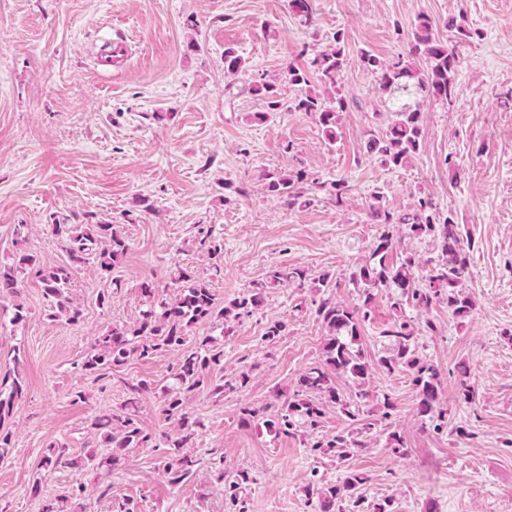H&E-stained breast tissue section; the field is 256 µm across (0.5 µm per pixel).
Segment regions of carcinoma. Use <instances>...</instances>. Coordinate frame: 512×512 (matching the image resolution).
I'll return each instance as SVG.
<instances>
[{"instance_id":"obj_1","label":"carcinoma","mask_w":512,"mask_h":512,"mask_svg":"<svg viewBox=\"0 0 512 512\" xmlns=\"http://www.w3.org/2000/svg\"><path fill=\"white\" fill-rule=\"evenodd\" d=\"M288 6L305 26L314 25L312 0H288ZM433 27L431 18L418 17L411 53L425 60L424 70L403 59L386 62L368 51L361 54L365 68L378 74L379 90L392 99L385 112L387 123L384 133L373 135L366 142L367 153L388 166L402 165L419 154L423 125L420 103L428 99L446 101L452 95L459 57L451 45L433 36ZM311 66L324 84L334 87L342 80L347 54L341 32L333 35L329 47L314 57ZM243 70L242 58L230 48L224 50V74L234 78ZM285 79L293 86L306 85L309 72L289 64L285 69ZM253 92L264 100L266 107L264 111L253 113L254 120L263 122L270 114L284 110L305 112L316 119L329 141H336L339 115L345 108L343 97L325 98L320 94L307 93L286 106L274 83L259 82L254 85ZM305 178L302 171L288 175L272 173L266 178L265 189L270 195L293 205L300 198L298 185ZM369 210L381 231L369 260L358 266L351 276L353 285L359 289L362 303L350 306L325 298L318 304L316 316L327 331L323 347L324 366L315 367L299 378V393H305L307 397L288 402L287 410L267 421L277 433L290 434L300 427H315L326 403L336 405L350 420L358 421L359 413L351 409L344 393L333 382L338 375L348 376L361 385L372 371L391 373L404 369L410 372L417 388L418 414L422 417L430 415L439 405L440 372L435 365L416 354L415 330L409 321L397 318L380 332L391 349L375 361L367 359L363 349L359 348L360 327L369 319L372 300L383 290L399 294L405 304L425 314L440 300L448 302V311L455 316L463 317L470 313L473 302L460 290V283L469 273L472 241L463 234L461 225L455 222L451 212L437 209L429 199H419L416 209L403 217L392 214L378 201L372 203ZM401 226L432 236L440 248V258L423 267L411 253L390 259L396 249V233ZM51 231L61 240L68 261L64 265L42 267L36 274L44 295L50 301V317L65 324L76 323L82 317V307L71 294L74 270L93 263L105 281L116 286L118 279L112 273L127 253L128 243L114 224H53ZM34 263L32 256L22 254L12 265L0 266V289L18 288L22 275ZM304 280L306 272L300 268L277 267L269 272L267 283L221 308L217 306L209 283L193 268L180 267L174 277L175 285L180 288L175 296H158L153 283L143 282L139 286L143 309L136 323L114 326L98 338L96 346L83 362V367L93 372L121 365L134 356L147 359L162 349L181 352L175 384L161 390L157 406L158 414L177 428L169 443L174 452L166 464L171 484L186 483L194 475L196 465L192 457L181 452V449L191 447L199 425L186 408L185 394L203 384L204 371L224 369V350L210 336L189 350L183 349L188 328L202 321L214 320L224 327V333L228 335L241 317L250 315L262 303V290L266 285L300 284ZM249 379V371L243 370L232 384L219 379L211 386L210 393L222 398L225 389L236 385L243 387ZM23 395V377L16 370L9 386L0 387V459L12 445V432L3 428V420L11 415ZM89 429L102 438V447L112 450V454L105 458L88 457L89 462L101 468L111 467L117 452L143 448L151 439V434L143 430L126 408L119 413L94 417ZM367 447L368 441L359 434L337 435L329 441L313 444V450L321 454L332 453L338 458ZM68 451L69 448L62 443L49 446L41 467L52 470L70 463ZM362 481L360 475L350 473L341 484L329 489L309 486L308 495L317 499L321 512H342V500L353 496Z\"/></svg>"}]
</instances>
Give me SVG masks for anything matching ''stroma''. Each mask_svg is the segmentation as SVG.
I'll return each instance as SVG.
<instances>
[{
	"mask_svg": "<svg viewBox=\"0 0 512 512\" xmlns=\"http://www.w3.org/2000/svg\"><path fill=\"white\" fill-rule=\"evenodd\" d=\"M313 3L311 30L287 0H0V263L27 253L41 266L64 264L54 224H117L129 244L115 270L122 287L108 305L96 300L103 283L94 268L76 273L83 310L76 324L50 319L34 271L17 297L0 293V383L11 382L18 363L26 375L25 395L5 422L13 446L0 460V512H41L46 499H67L78 488L82 512H119L125 504L135 512H320L309 485H338L350 471L364 477L357 493L367 510L389 497L394 512H512V0ZM421 15L434 21L437 38L452 42L459 67L451 101L421 105V153L390 167L365 151L386 124L377 77L359 56L409 58ZM457 15L474 38H454L448 20ZM339 31L348 60L336 141L302 112L251 120L263 108L253 82L278 83L286 103L324 93L318 79L291 86L282 72L289 63L308 67ZM228 48L245 62L234 79L224 75ZM299 169L322 182L345 180L343 201L318 191L290 205L266 192L265 173ZM422 198L452 212L472 240L463 291L473 308L457 317L447 303L435 304L429 331L415 309L382 292L360 345L377 359L389 350L380 335L386 324L400 314L416 323L418 354L441 373L443 428L426 427L412 377L401 369L373 372L361 387L336 378L371 425L368 448L344 458L312 449L352 431L336 407H325L315 430L293 436L275 434L265 420L244 424L248 406L275 417L301 375L322 364L319 302L359 303L350 277L379 231L370 204L399 215ZM183 264L206 278L221 305L250 293L275 267L303 269L307 279L266 289L231 335L214 322L189 329L187 346L216 337L224 377L246 369L250 381L220 399L204 386L189 394L198 465L180 488L164 471L175 428L156 409L179 352L97 373L82 362L109 327L136 322L144 280L156 294L173 295L170 276ZM17 303L25 315L18 323ZM275 320L288 331L266 340ZM464 378L475 392L469 404L459 397ZM141 380L149 389L138 399V420L151 444L124 452L112 470L87 466L99 450L90 420L123 408L130 384ZM361 390L367 398H358ZM387 397L395 404L388 417ZM458 425L464 437L455 435ZM396 435L404 454L393 451ZM417 435L430 453L415 448ZM59 441L71 464L44 470L43 455ZM242 471L250 480L236 507L224 486Z\"/></svg>",
	"mask_w": 512,
	"mask_h": 512,
	"instance_id": "35a3bbf8",
	"label": "stroma"
}]
</instances>
